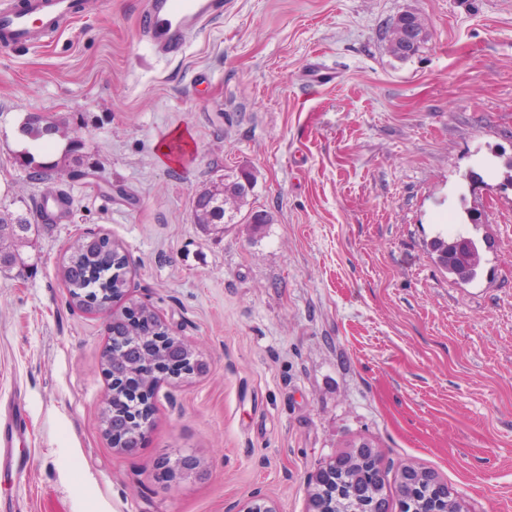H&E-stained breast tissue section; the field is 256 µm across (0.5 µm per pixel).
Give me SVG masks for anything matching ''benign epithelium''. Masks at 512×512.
Instances as JSON below:
<instances>
[{
	"instance_id": "1",
	"label": "benign epithelium",
	"mask_w": 512,
	"mask_h": 512,
	"mask_svg": "<svg viewBox=\"0 0 512 512\" xmlns=\"http://www.w3.org/2000/svg\"><path fill=\"white\" fill-rule=\"evenodd\" d=\"M416 29V20L397 30L393 35L394 47L403 51L413 41L412 34ZM84 248H95L102 254L112 250V246L103 236L86 233L77 239ZM71 306L75 309L100 314L105 320L106 341L102 351L104 371L108 377L106 400L119 389L133 391L138 395L148 394V385L155 384L163 378H189L205 372L206 366L183 337L171 332L153 306L145 301L116 309L114 304L123 300L114 294L100 293L97 298L81 304L78 297L69 294ZM123 324L127 327L138 325L147 329L139 333L135 341L129 345L133 350L134 362L124 369H117L112 364L113 328ZM151 372L150 384L141 382L145 372ZM101 424L103 433L108 439H120L116 450L131 452L145 437L150 422L140 419L133 421L123 415L105 410ZM371 467L372 481L377 482L383 476L381 454L377 447L368 439L352 445V450L337 457L316 475V489L311 495L309 512H390L389 500L382 496L373 485L359 482L356 467ZM425 494L424 503L427 512H454L456 499L448 490V484L423 470L407 468L401 471L400 481L395 487L394 496L406 504L416 499L415 492Z\"/></svg>"
}]
</instances>
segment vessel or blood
I'll list each match as a JSON object with an SVG mask.
<instances>
[{
    "label": "vessel or blood",
    "mask_w": 512,
    "mask_h": 512,
    "mask_svg": "<svg viewBox=\"0 0 512 512\" xmlns=\"http://www.w3.org/2000/svg\"><path fill=\"white\" fill-rule=\"evenodd\" d=\"M80 0H0V42L29 46L49 41L80 12ZM224 0H146L137 25L149 45L170 57L181 53L189 30L209 22ZM23 432L20 414L0 427V456L14 452Z\"/></svg>",
    "instance_id": "obj_1"
}]
</instances>
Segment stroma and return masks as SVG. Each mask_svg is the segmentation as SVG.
Instances as JSON below:
<instances>
[{
	"instance_id": "stroma-1",
	"label": "stroma",
	"mask_w": 512,
	"mask_h": 512,
	"mask_svg": "<svg viewBox=\"0 0 512 512\" xmlns=\"http://www.w3.org/2000/svg\"><path fill=\"white\" fill-rule=\"evenodd\" d=\"M145 0H85L48 43L0 44V209L28 216L0 272V413L27 422L0 464L11 512H308L353 442L434 471L468 512H512V0H225L185 53L154 57ZM427 31L408 59L391 24ZM55 125L22 157L29 116ZM184 131L190 149L164 162ZM250 171L269 224H194L195 197ZM48 185L70 208L43 218ZM498 241L484 288L429 256L444 218ZM123 245L146 301L208 364L160 382L137 448L101 428L104 319L60 266L83 233ZM193 456L198 472L164 462ZM397 512L398 501L390 503Z\"/></svg>"
}]
</instances>
